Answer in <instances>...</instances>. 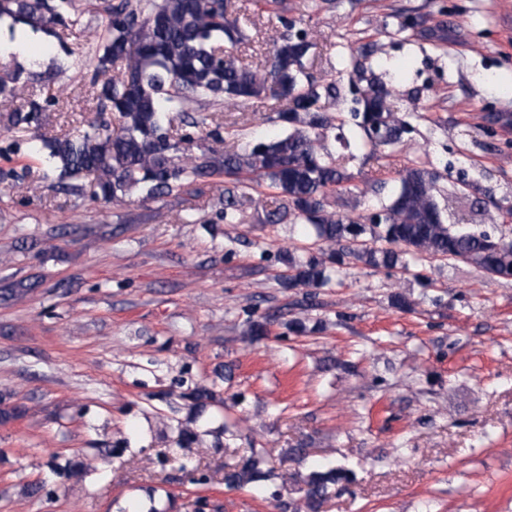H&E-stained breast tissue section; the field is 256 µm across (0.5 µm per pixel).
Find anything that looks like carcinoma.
Here are the masks:
<instances>
[{
  "mask_svg": "<svg viewBox=\"0 0 512 512\" xmlns=\"http://www.w3.org/2000/svg\"><path fill=\"white\" fill-rule=\"evenodd\" d=\"M106 16L109 37L92 57L90 81L96 87L97 116L83 134L42 141L43 161L64 181L91 175L94 195L122 205L181 194L200 196L210 179L229 178L224 188V222L243 221L247 195L261 186L274 190L283 205L268 213L278 224L313 228L321 257L302 259L288 250L278 256L288 274L285 288H324L354 260L374 269L408 267L424 258L462 261L491 279H512V240L495 231L456 224L438 200L442 172L407 167L398 172L388 202L358 218L328 210L330 197L352 179L346 162L369 146L382 156L412 131L397 116L393 87L371 70L356 67L366 83L359 108L350 113L356 137L341 133L345 120L328 111L336 83L314 79L306 61L315 47L309 29L277 15L268 65L250 67L235 57L249 42L234 0H0V19L8 17L32 32L68 28L83 16ZM26 82L17 73L0 77V97L19 99ZM287 102L274 121L281 132L255 139L233 153L207 144L224 141L219 113L246 100L267 97ZM192 103L211 108L189 114ZM42 105L30 99L17 109L15 124L30 123ZM116 114L119 128L109 132L104 114ZM347 155L336 159L325 146L333 132ZM264 450L250 449L224 462V486H257L270 475ZM348 471L332 465L302 477L303 496L288 503L291 512H318L322 501Z\"/></svg>",
  "mask_w": 512,
  "mask_h": 512,
  "instance_id": "carcinoma-1",
  "label": "carcinoma"
}]
</instances>
